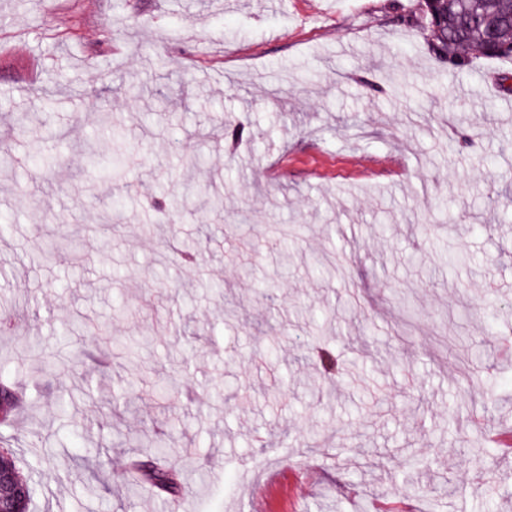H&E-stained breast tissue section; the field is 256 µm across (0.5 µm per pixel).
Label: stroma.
Masks as SVG:
<instances>
[{"mask_svg":"<svg viewBox=\"0 0 512 512\" xmlns=\"http://www.w3.org/2000/svg\"><path fill=\"white\" fill-rule=\"evenodd\" d=\"M415 8L0 0V376L27 395L0 449L31 512H512V59L437 61ZM119 135L113 183L82 150ZM155 433L180 499L128 473Z\"/></svg>","mask_w":512,"mask_h":512,"instance_id":"35a3bbf8","label":"stroma"}]
</instances>
